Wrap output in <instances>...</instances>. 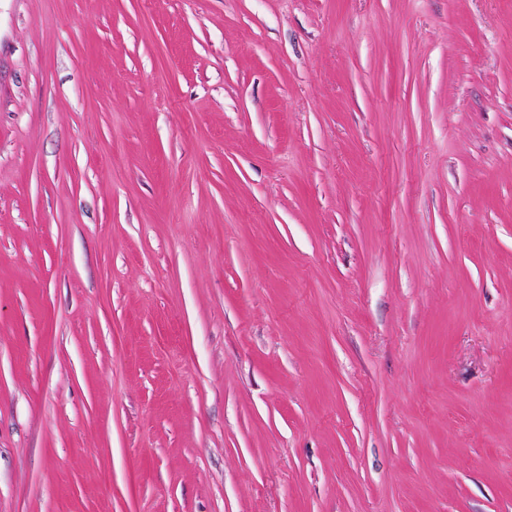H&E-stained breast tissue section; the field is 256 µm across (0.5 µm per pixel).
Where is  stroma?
Here are the masks:
<instances>
[{"label":"stroma","mask_w":512,"mask_h":512,"mask_svg":"<svg viewBox=\"0 0 512 512\" xmlns=\"http://www.w3.org/2000/svg\"><path fill=\"white\" fill-rule=\"evenodd\" d=\"M0 512H512V0H0Z\"/></svg>","instance_id":"35a3bbf8"}]
</instances>
